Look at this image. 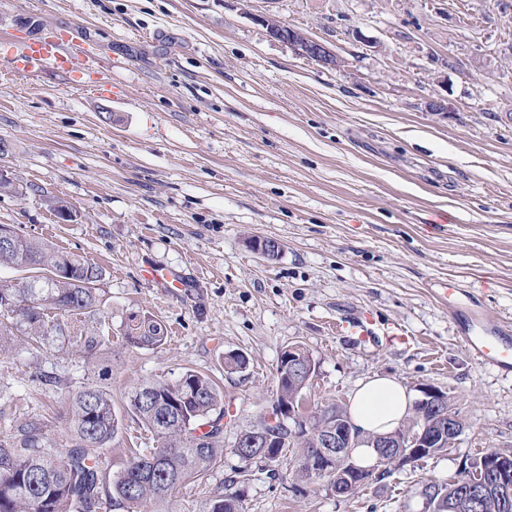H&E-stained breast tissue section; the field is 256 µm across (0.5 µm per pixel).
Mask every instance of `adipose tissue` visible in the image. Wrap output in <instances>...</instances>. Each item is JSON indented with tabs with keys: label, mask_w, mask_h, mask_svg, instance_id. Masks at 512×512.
<instances>
[{
	"label": "adipose tissue",
	"mask_w": 512,
	"mask_h": 512,
	"mask_svg": "<svg viewBox=\"0 0 512 512\" xmlns=\"http://www.w3.org/2000/svg\"><path fill=\"white\" fill-rule=\"evenodd\" d=\"M413 402V393L396 377L375 375L360 382L348 413L363 434H387L406 421Z\"/></svg>",
	"instance_id": "obj_1"
}]
</instances>
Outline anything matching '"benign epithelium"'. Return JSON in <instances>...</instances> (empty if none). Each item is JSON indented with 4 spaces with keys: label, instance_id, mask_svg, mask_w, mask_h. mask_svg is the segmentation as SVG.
<instances>
[{
    "label": "benign epithelium",
    "instance_id": "1",
    "mask_svg": "<svg viewBox=\"0 0 512 512\" xmlns=\"http://www.w3.org/2000/svg\"><path fill=\"white\" fill-rule=\"evenodd\" d=\"M266 28L272 38L288 45L298 55L333 67L339 65L336 54L321 41L295 30L287 32L273 20L266 22ZM420 392L422 399L417 404L423 409L431 408L435 412L434 417L429 420L425 413L420 412L416 424L400 427L375 439H360L349 427L343 428L339 423L326 419L322 424L325 433L321 449L324 470L317 469L315 473L329 472V466L335 462L347 470L355 469L352 450L361 445L376 449L377 461L397 466L430 455L437 448L451 446L460 432L461 421L448 412V398L443 391L427 385L421 387ZM301 407L299 399L288 405L274 404L259 438L248 443L253 448L252 459L274 461L279 458L269 448L287 444L288 439L306 428V423L299 418ZM460 484L468 486L469 490L449 499L432 489L426 490L424 497L428 512H472L478 508L479 498L488 494L497 496L506 507L512 504V467L494 456L483 458L480 465L466 469Z\"/></svg>",
    "mask_w": 512,
    "mask_h": 512
}]
</instances>
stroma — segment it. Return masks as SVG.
<instances>
[{
    "label": "stroma",
    "mask_w": 512,
    "mask_h": 512,
    "mask_svg": "<svg viewBox=\"0 0 512 512\" xmlns=\"http://www.w3.org/2000/svg\"><path fill=\"white\" fill-rule=\"evenodd\" d=\"M264 14L341 68L270 38ZM53 27L75 42L73 71L17 70V46ZM439 97L450 112L429 110ZM0 140L21 187L0 192V224L99 265L112 330L91 359L0 354L1 438L39 419L66 447L65 398L105 387L120 422L100 455L110 480L158 445L128 391L208 375L224 460L172 506L200 512L243 467L236 434L271 414L280 355L299 345L315 366L306 417L392 375L447 393L464 428L347 497L298 477L300 449L255 461L236 485L245 512H426L425 484L512 452V372L461 349L434 293L456 283L512 322V0H0ZM267 238L275 257L251 245ZM133 313L166 326L163 344L123 343ZM231 353L245 370L225 369Z\"/></svg>",
    "instance_id": "obj_1"
}]
</instances>
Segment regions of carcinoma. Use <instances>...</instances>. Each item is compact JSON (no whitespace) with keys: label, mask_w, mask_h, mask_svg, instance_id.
Masks as SVG:
<instances>
[{"label":"carcinoma","mask_w":512,"mask_h":512,"mask_svg":"<svg viewBox=\"0 0 512 512\" xmlns=\"http://www.w3.org/2000/svg\"><path fill=\"white\" fill-rule=\"evenodd\" d=\"M33 275L21 287L0 283V353L17 337L31 344L56 346L90 357L112 347L110 329L89 320L107 302L99 287L102 269L79 256L50 252L19 233L0 243V265ZM166 338L163 324L149 315L131 314L123 340L133 347H154ZM277 399L290 400L305 388L304 378L276 374ZM224 398L207 375L185 371L174 382H150L126 396L129 412L154 433L161 446L137 453L112 481V507L118 512H156L178 490L202 483L224 456ZM65 420L71 446L60 451L45 425L29 422L0 438V512H96L106 481L99 467L101 450L116 435L119 420L112 395L88 384L66 398ZM320 438L301 440L307 453L298 474L313 478L318 461L312 449ZM201 512H244L235 492L205 500Z\"/></svg>","instance_id":"1"}]
</instances>
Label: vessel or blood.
I'll use <instances>...</instances> for the list:
<instances>
[{
    "mask_svg": "<svg viewBox=\"0 0 512 512\" xmlns=\"http://www.w3.org/2000/svg\"><path fill=\"white\" fill-rule=\"evenodd\" d=\"M73 58L62 41L41 36L23 43L17 60L18 69L33 72L52 65L70 68ZM453 314L463 348L481 363L501 371L512 369V339L504 336L501 326L490 323L482 307L473 299L452 300Z\"/></svg>",
    "mask_w": 512,
    "mask_h": 512,
    "instance_id": "b4317fda",
    "label": "vessel or blood"
}]
</instances>
